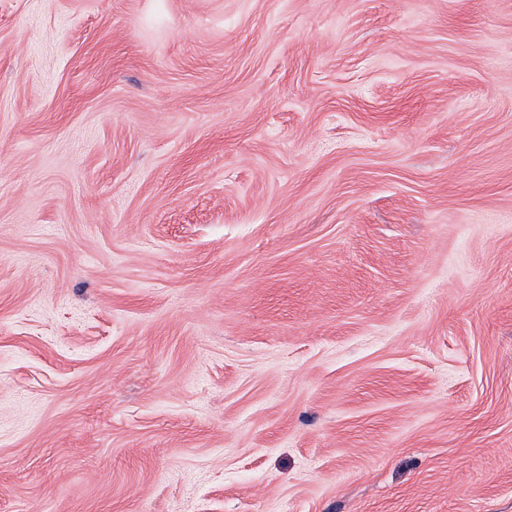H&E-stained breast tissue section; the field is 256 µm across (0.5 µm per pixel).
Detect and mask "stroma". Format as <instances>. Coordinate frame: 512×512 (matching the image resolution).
Here are the masks:
<instances>
[{
	"instance_id": "1",
	"label": "stroma",
	"mask_w": 512,
	"mask_h": 512,
	"mask_svg": "<svg viewBox=\"0 0 512 512\" xmlns=\"http://www.w3.org/2000/svg\"><path fill=\"white\" fill-rule=\"evenodd\" d=\"M0 512H512V0H0Z\"/></svg>"
}]
</instances>
